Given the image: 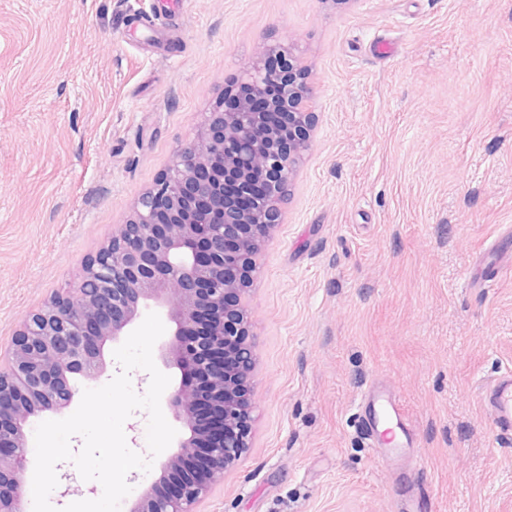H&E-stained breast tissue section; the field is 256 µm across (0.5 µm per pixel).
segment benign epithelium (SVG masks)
<instances>
[{
    "mask_svg": "<svg viewBox=\"0 0 512 512\" xmlns=\"http://www.w3.org/2000/svg\"><path fill=\"white\" fill-rule=\"evenodd\" d=\"M279 93L267 94L270 85ZM314 86L280 42H264L224 98L204 114L193 139L125 222L82 265L78 286L24 318L0 371V512H23L28 426L60 414L75 378L105 368L103 348L141 307L165 310L172 338L162 347L180 379L167 397L186 435L161 463L197 476L130 512H195L250 447L257 365L245 297L265 243L284 223L283 197L310 144Z\"/></svg>",
    "mask_w": 512,
    "mask_h": 512,
    "instance_id": "obj_1",
    "label": "benign epithelium"
}]
</instances>
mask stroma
Listing matches in <instances>:
<instances>
[{
    "mask_svg": "<svg viewBox=\"0 0 512 512\" xmlns=\"http://www.w3.org/2000/svg\"><path fill=\"white\" fill-rule=\"evenodd\" d=\"M267 40L316 127L248 297L251 446L197 512H403L419 485L512 512L480 402L512 369V0H0V369ZM375 379L399 461L359 420ZM365 398L372 403L374 410L373 415L365 414L362 417L367 436L372 438L377 431V426H375L377 421L375 414L376 405L378 420L382 423H393L405 438V441H401L400 444L403 445L402 447H406L408 445L406 435L408 418L400 401L390 393L376 392L375 390H369Z\"/></svg>",
    "mask_w": 512,
    "mask_h": 512,
    "instance_id": "stroma-1",
    "label": "stroma"
}]
</instances>
